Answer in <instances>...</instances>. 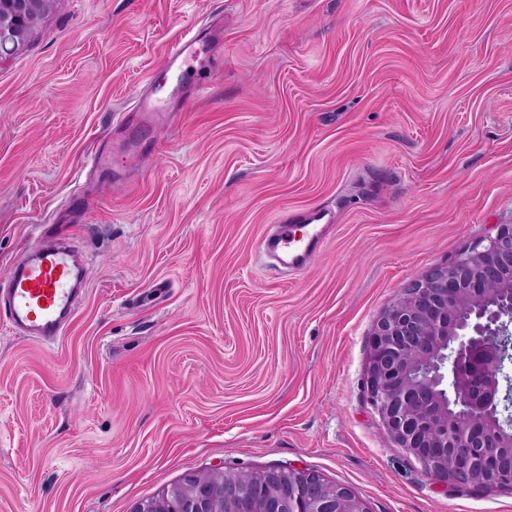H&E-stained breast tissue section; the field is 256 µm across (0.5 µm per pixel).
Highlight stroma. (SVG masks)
<instances>
[{"label":"stroma","instance_id":"35a3bbf8","mask_svg":"<svg viewBox=\"0 0 512 512\" xmlns=\"http://www.w3.org/2000/svg\"><path fill=\"white\" fill-rule=\"evenodd\" d=\"M207 83L125 174L85 169L189 26ZM336 220L267 273L280 212ZM67 224L88 295L51 348L0 323V512H133L190 470L307 468L369 512H512L443 489L368 402L375 319L512 224V0H59L0 63V277Z\"/></svg>","mask_w":512,"mask_h":512}]
</instances>
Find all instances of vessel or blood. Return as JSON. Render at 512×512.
I'll return each mask as SVG.
<instances>
[{
  "label": "vessel or blood",
  "instance_id": "obj_1",
  "mask_svg": "<svg viewBox=\"0 0 512 512\" xmlns=\"http://www.w3.org/2000/svg\"><path fill=\"white\" fill-rule=\"evenodd\" d=\"M221 27L204 24L187 29L163 51L166 73L181 77L185 67L201 55L223 54ZM204 85L176 83L169 97L158 96L153 80H146L131 111L112 119L107 137L112 143L147 145V133L160 123H175L174 98L201 95ZM332 214L323 208H301L284 214L256 241L258 258H270L289 269L306 267L324 246ZM88 277L83 254L65 225L54 224L38 236L0 279V318L22 336L45 346L55 345L67 333L78 302L86 294Z\"/></svg>",
  "mask_w": 512,
  "mask_h": 512
}]
</instances>
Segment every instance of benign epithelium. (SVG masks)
Returning a JSON list of instances; mask_svg holds the SVG:
<instances>
[{
	"instance_id": "obj_1",
	"label": "benign epithelium",
	"mask_w": 512,
	"mask_h": 512,
	"mask_svg": "<svg viewBox=\"0 0 512 512\" xmlns=\"http://www.w3.org/2000/svg\"><path fill=\"white\" fill-rule=\"evenodd\" d=\"M56 0H0V61L25 47ZM512 224L411 279L374 322L364 380L395 447L446 487L512 492ZM184 474L133 512H368L349 488L306 469Z\"/></svg>"
}]
</instances>
